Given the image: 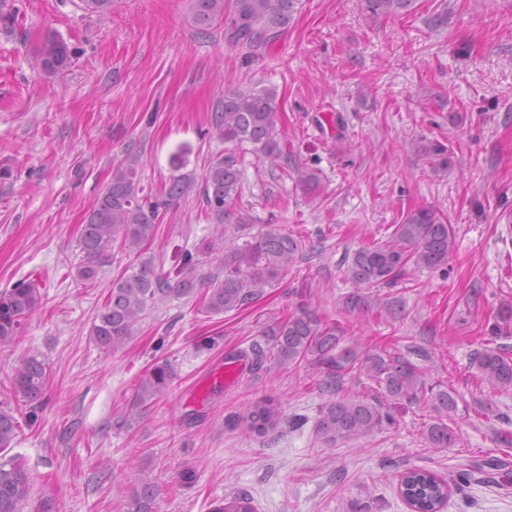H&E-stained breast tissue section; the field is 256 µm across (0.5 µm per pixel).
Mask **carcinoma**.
Instances as JSON below:
<instances>
[{"mask_svg":"<svg viewBox=\"0 0 512 512\" xmlns=\"http://www.w3.org/2000/svg\"><path fill=\"white\" fill-rule=\"evenodd\" d=\"M363 2L365 10L375 16L396 18L409 13L415 0ZM187 4L199 35L209 36L211 29L222 23L225 41L251 49L286 33L301 0H187ZM36 57L49 78L65 71L71 62L68 46L51 33L40 41ZM279 123L275 87H237L224 92V100L212 114L209 133L228 148L210 157L199 184L194 176L182 172L185 160L178 151L170 158L175 174L169 182L146 193L140 186V155L134 149L125 151V158L113 168L111 181L86 217L80 236L83 256L76 266L78 280L92 283L110 261L114 242L137 257L136 263L112 281L98 322L92 326L91 336L100 348L116 350L128 343L147 308L167 297H191L204 288L207 312L228 313L259 301L265 289L292 271L302 256L304 240L270 223L241 245L216 234L208 250L224 253L220 258L222 276L203 271L189 251L182 264L166 274L157 270L153 257L144 256L165 216L192 194L200 199L213 224L225 227L252 222L239 207L243 156L238 149L245 145L251 146L258 160L270 169L290 175L304 195L314 197L320 182L318 172L292 160ZM416 150L429 160L433 170L448 168V147L440 141H420ZM453 245L452 225L437 209L425 206L407 212L387 241L353 252L345 276L358 291L347 296L345 308L359 313L380 308L395 315L399 301L382 298L378 289L397 283L411 266L430 271L444 268ZM40 300L39 289L26 279L0 292V348L15 344ZM345 340L343 326L311 313L290 317L266 333L276 365L295 367L312 358L328 392L336 391L344 376L355 370L374 381L385 397L421 403L430 409V422L423 430L429 447L455 445L456 436L445 422L458 411L453 391L428 383L423 371L398 355H361L357 346H344ZM472 365L490 390L512 391V357L500 348L485 347L476 353ZM173 375L170 364H155L136 385L130 412L138 415L157 404L167 393ZM46 380L47 367L35 357L24 360L16 371L14 396L29 406L32 417L41 405ZM240 422L251 432L268 433L277 428L279 416L270 405L256 403L243 411ZM394 424L390 407L381 401L346 398L321 409L317 431L327 441L336 442L368 439ZM18 429L12 410L0 409V451L10 447ZM32 485L31 474L18 460L0 459V512H23ZM449 490L446 479L420 469L407 471L400 482L402 497L413 512H441ZM154 502L153 486L144 480L141 490L133 494L128 512H154ZM210 512H255V508L250 498L237 495L213 501Z\"/></svg>","mask_w":512,"mask_h":512,"instance_id":"cac0c4a2","label":"carcinoma"}]
</instances>
